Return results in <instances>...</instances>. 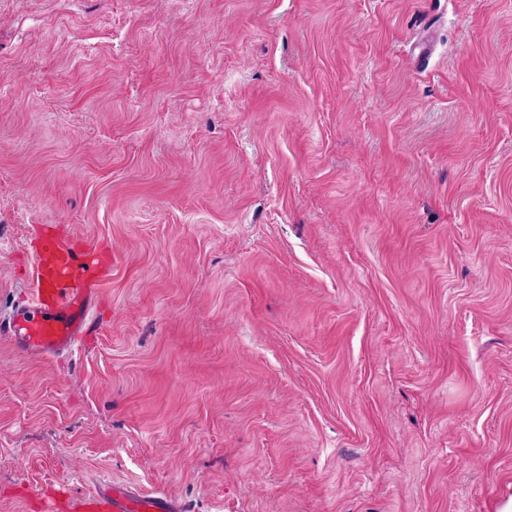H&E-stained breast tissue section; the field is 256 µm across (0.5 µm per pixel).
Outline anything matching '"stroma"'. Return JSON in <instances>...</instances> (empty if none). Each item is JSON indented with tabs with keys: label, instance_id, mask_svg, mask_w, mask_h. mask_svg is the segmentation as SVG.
<instances>
[{
	"label": "stroma",
	"instance_id": "obj_1",
	"mask_svg": "<svg viewBox=\"0 0 512 512\" xmlns=\"http://www.w3.org/2000/svg\"><path fill=\"white\" fill-rule=\"evenodd\" d=\"M43 225L112 277L0 339V512L512 503V0H0V317ZM111 269V256L97 244L69 243L46 232L35 252L30 298L0 320L1 337L26 355L48 360L95 340L100 286ZM72 512H183L166 495H147L118 484L106 485L68 504Z\"/></svg>",
	"mask_w": 512,
	"mask_h": 512
}]
</instances>
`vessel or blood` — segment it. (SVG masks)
<instances>
[{
  "label": "vessel or blood",
  "mask_w": 512,
  "mask_h": 512,
  "mask_svg": "<svg viewBox=\"0 0 512 512\" xmlns=\"http://www.w3.org/2000/svg\"><path fill=\"white\" fill-rule=\"evenodd\" d=\"M111 257L97 244L72 243L45 235L35 252L29 299L0 320V337L17 350L52 359L95 340L101 325L97 308ZM70 512H183L165 495H147L110 484L71 501Z\"/></svg>",
  "instance_id": "obj_1"
}]
</instances>
